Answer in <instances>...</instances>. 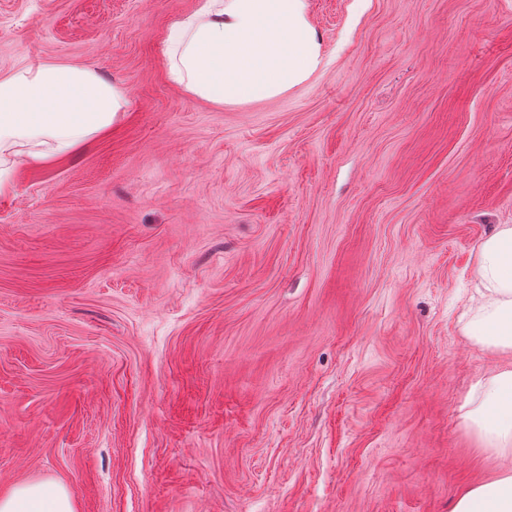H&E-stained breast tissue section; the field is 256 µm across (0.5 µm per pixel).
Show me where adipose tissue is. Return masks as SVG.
<instances>
[{"mask_svg": "<svg viewBox=\"0 0 512 512\" xmlns=\"http://www.w3.org/2000/svg\"><path fill=\"white\" fill-rule=\"evenodd\" d=\"M164 53L174 83L220 105L279 98L323 66L309 0H200L172 23ZM129 105L124 87L87 66L44 62L0 74V194L10 191L15 166L71 155ZM476 276L461 331L488 350L512 354V224L497 225L482 240ZM459 414L500 471L464 489L452 512H512V367L477 379ZM0 512H74V502L64 486L30 482L1 495Z\"/></svg>", "mask_w": 512, "mask_h": 512, "instance_id": "1", "label": "adipose tissue"}]
</instances>
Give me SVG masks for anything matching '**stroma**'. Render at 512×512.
Returning <instances> with one entry per match:
<instances>
[{
	"mask_svg": "<svg viewBox=\"0 0 512 512\" xmlns=\"http://www.w3.org/2000/svg\"><path fill=\"white\" fill-rule=\"evenodd\" d=\"M199 0H0V73L131 105L0 196V494L76 512H451L497 470L460 330L512 224V0H309L324 67L219 106L167 77ZM71 493L62 485L30 482L0 496V512H74Z\"/></svg>",
	"mask_w": 512,
	"mask_h": 512,
	"instance_id": "35a3bbf8",
	"label": "stroma"
}]
</instances>
